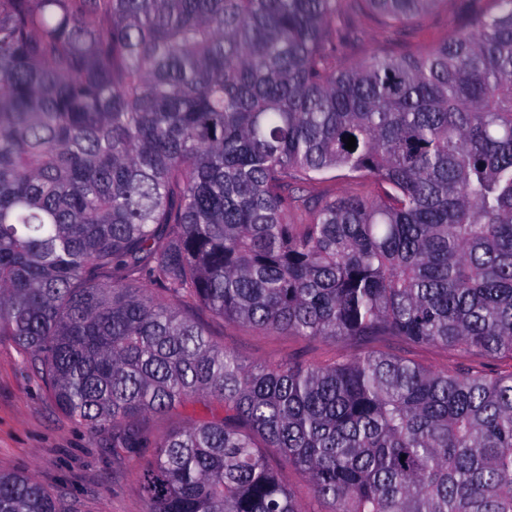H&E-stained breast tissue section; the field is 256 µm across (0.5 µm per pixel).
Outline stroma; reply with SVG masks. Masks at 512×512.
<instances>
[{
	"label": "stroma",
	"instance_id": "1",
	"mask_svg": "<svg viewBox=\"0 0 512 512\" xmlns=\"http://www.w3.org/2000/svg\"><path fill=\"white\" fill-rule=\"evenodd\" d=\"M491 0H448L420 22L393 35L364 16L351 23L361 35L345 46L340 61L356 62L377 52L398 53L458 31H473ZM213 340L248 365L283 360L325 364L341 354L381 350L438 369H472L491 376L512 372V360L479 353L462 357L442 346H420L398 336L374 342L336 341L268 333L224 321L202 307L192 310ZM144 458L115 456L105 435L90 432L58 410L38 374L23 363L9 337L0 336V472L30 474L56 498L63 512H147L140 474Z\"/></svg>",
	"mask_w": 512,
	"mask_h": 512
}]
</instances>
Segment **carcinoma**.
Returning <instances> with one entry per match:
<instances>
[{
	"instance_id": "obj_1",
	"label": "carcinoma",
	"mask_w": 512,
	"mask_h": 512,
	"mask_svg": "<svg viewBox=\"0 0 512 512\" xmlns=\"http://www.w3.org/2000/svg\"><path fill=\"white\" fill-rule=\"evenodd\" d=\"M443 2L0 0V336L61 412L153 449L148 512H303L265 448L308 512H512V373L247 366L179 309L512 359V0L336 63L349 15ZM333 171L373 193H316ZM0 512L59 504L7 473ZM208 414V411L202 404L190 406L186 410H179L170 417H148L144 422V426L153 433L154 436L161 435L167 431L176 422H183L186 417L193 416L203 417ZM269 464L278 472L280 479L294 492L297 500L305 504L311 498L310 487L303 474L285 465L274 448H265Z\"/></svg>"
}]
</instances>
